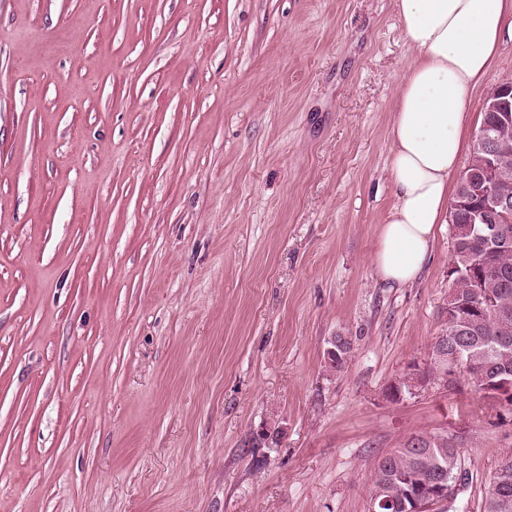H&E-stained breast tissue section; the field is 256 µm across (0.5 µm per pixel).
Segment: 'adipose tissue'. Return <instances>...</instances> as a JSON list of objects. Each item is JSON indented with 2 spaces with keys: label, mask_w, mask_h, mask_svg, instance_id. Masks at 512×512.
I'll use <instances>...</instances> for the list:
<instances>
[{
  "label": "adipose tissue",
  "mask_w": 512,
  "mask_h": 512,
  "mask_svg": "<svg viewBox=\"0 0 512 512\" xmlns=\"http://www.w3.org/2000/svg\"><path fill=\"white\" fill-rule=\"evenodd\" d=\"M415 53L397 87L388 168L395 190L372 266L393 286L417 280L448 214L468 124L467 94L512 42V0H395Z\"/></svg>",
  "instance_id": "obj_1"
}]
</instances>
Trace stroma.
I'll return each mask as SVG.
<instances>
[{"mask_svg": "<svg viewBox=\"0 0 512 512\" xmlns=\"http://www.w3.org/2000/svg\"><path fill=\"white\" fill-rule=\"evenodd\" d=\"M413 56L394 0H0V512H368L419 434L484 512L512 406L431 364L450 227L371 265Z\"/></svg>", "mask_w": 512, "mask_h": 512, "instance_id": "stroma-1", "label": "stroma"}]
</instances>
